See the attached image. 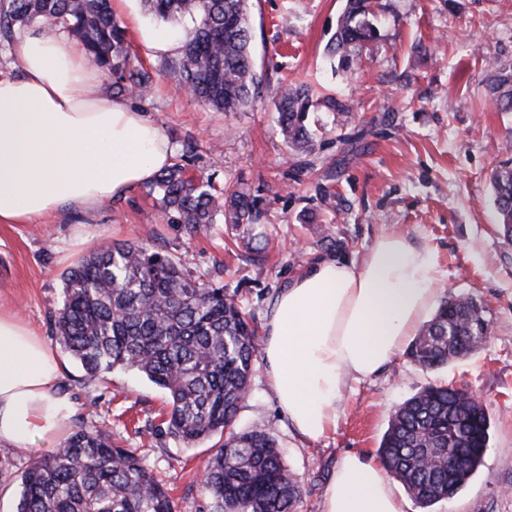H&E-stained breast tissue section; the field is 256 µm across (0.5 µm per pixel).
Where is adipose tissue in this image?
<instances>
[{
  "label": "adipose tissue",
  "instance_id": "ef3b65f1",
  "mask_svg": "<svg viewBox=\"0 0 512 512\" xmlns=\"http://www.w3.org/2000/svg\"><path fill=\"white\" fill-rule=\"evenodd\" d=\"M22 71L0 77V224L91 209L170 165L162 129L106 90L84 47L33 30L17 43ZM428 246L385 233L357 260L322 256L272 299L261 355L280 412L305 440L336 428L353 381L390 364L439 299ZM55 352L0 310V445H58L73 404ZM381 463L344 454L322 512H405Z\"/></svg>",
  "mask_w": 512,
  "mask_h": 512
}]
</instances>
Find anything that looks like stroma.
Returning <instances> with one entry per match:
<instances>
[{"label":"stroma","instance_id":"1","mask_svg":"<svg viewBox=\"0 0 512 512\" xmlns=\"http://www.w3.org/2000/svg\"><path fill=\"white\" fill-rule=\"evenodd\" d=\"M343 6L251 0L261 97L253 108L224 113L178 81L182 27L148 15L141 0H112L133 55L154 75V89L127 96V104L161 127L173 155L193 146L195 177L256 199L263 221L245 231L264 249L265 272L256 275L225 224L188 237L143 184L42 224H0V308L55 342L63 274L90 247L136 241L150 227L156 245L193 276L238 291L261 324L279 288L317 257L357 259L380 234L401 232L435 251L442 291L484 304L486 345L437 370L398 355L374 377L352 383L335 432L315 443L302 441L280 415L259 362L235 427L273 429L302 489L298 512H321L339 458L376 457L389 412L428 385L449 384L489 406L484 461L453 499L426 508L412 501L407 512H512V245L498 233L490 188L491 172L512 144V112L494 105L485 67H512V0H378L376 37L360 48L352 72L325 52ZM160 37L174 49L158 50ZM289 82L308 84L319 101L306 120L313 145L305 153L288 147L273 118L278 90ZM331 98L353 104L358 119L334 114L326 106ZM326 225L335 245L321 240ZM58 357L60 388L75 406L73 426L111 427L117 446L146 457L178 512H211L202 475L212 440L187 448L159 433L167 396L141 373L116 369L106 381H89L68 353ZM47 453L38 444L25 451L0 446V512H16L23 471Z\"/></svg>","mask_w":512,"mask_h":512}]
</instances>
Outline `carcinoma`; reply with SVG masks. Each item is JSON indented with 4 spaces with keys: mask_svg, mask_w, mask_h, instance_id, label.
I'll list each match as a JSON object with an SVG mask.
<instances>
[{
    "mask_svg": "<svg viewBox=\"0 0 512 512\" xmlns=\"http://www.w3.org/2000/svg\"><path fill=\"white\" fill-rule=\"evenodd\" d=\"M156 19L192 26L175 63L182 85L218 112H240L259 97L249 0H142ZM378 0H345L326 45L342 68L352 51L374 39L366 21ZM35 22L48 32L65 29L86 49L90 62L112 75L118 94H142L153 75L135 65L127 31L112 0H8L0 11V39ZM494 102L512 110V69L491 66ZM311 89L290 83L274 103L288 145L310 143L305 118ZM500 233L512 244V158L491 173ZM169 220L198 236L223 217L226 224H257L261 211L247 191L217 193L195 183L176 161L151 184ZM150 232L136 242L91 251L63 276L56 312L58 338L89 380L116 368L137 370L167 395L165 430L192 447L217 434L224 441L205 465L202 480L213 512H297L301 487L285 464L271 429L231 426L249 395L260 344L254 317L238 293L188 274L176 256L155 250ZM489 337L486 307L469 294L442 300L410 344L407 356L426 369L448 366L480 349ZM487 405L464 389L430 385L391 411L377 454L421 506L446 498L448 457L464 470L462 489L482 465L489 442ZM17 512H177L168 490L146 460L112 444V430L79 426L50 455L22 474Z\"/></svg>",
    "mask_w": 512,
    "mask_h": 512,
    "instance_id": "obj_1",
    "label": "carcinoma"
}]
</instances>
